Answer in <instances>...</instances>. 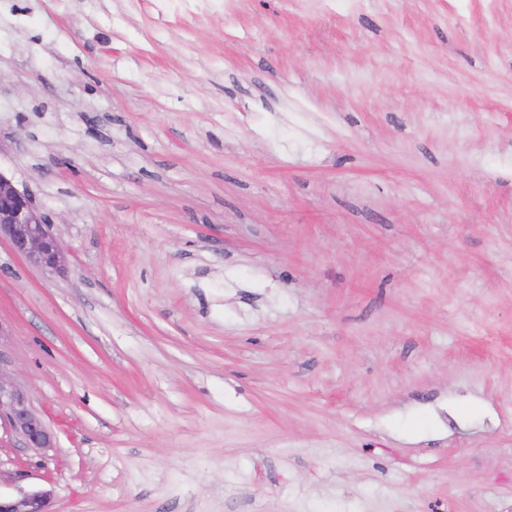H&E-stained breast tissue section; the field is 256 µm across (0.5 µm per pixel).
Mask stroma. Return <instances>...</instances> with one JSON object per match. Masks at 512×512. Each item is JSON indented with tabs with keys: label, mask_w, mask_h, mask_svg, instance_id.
<instances>
[{
	"label": "stroma",
	"mask_w": 512,
	"mask_h": 512,
	"mask_svg": "<svg viewBox=\"0 0 512 512\" xmlns=\"http://www.w3.org/2000/svg\"><path fill=\"white\" fill-rule=\"evenodd\" d=\"M0 172V492L512 512V0H0ZM50 216L38 209L32 196L20 191L0 172V241L29 263L54 274L67 271L66 254L52 233ZM9 426L30 448H53L54 434L33 408L28 393L17 383L0 356V423Z\"/></svg>",
	"instance_id": "obj_1"
}]
</instances>
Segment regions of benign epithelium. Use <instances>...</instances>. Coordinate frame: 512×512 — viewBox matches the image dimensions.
<instances>
[{
  "label": "benign epithelium",
  "mask_w": 512,
  "mask_h": 512,
  "mask_svg": "<svg viewBox=\"0 0 512 512\" xmlns=\"http://www.w3.org/2000/svg\"><path fill=\"white\" fill-rule=\"evenodd\" d=\"M50 216L38 209L32 196L19 190L0 172V241L29 263L54 274L67 271L66 254L51 230ZM26 442L29 448L54 447V434L33 408L28 393L17 383L0 357V420ZM52 490L19 487L12 495L0 494V512H47Z\"/></svg>",
  "instance_id": "obj_1"
}]
</instances>
